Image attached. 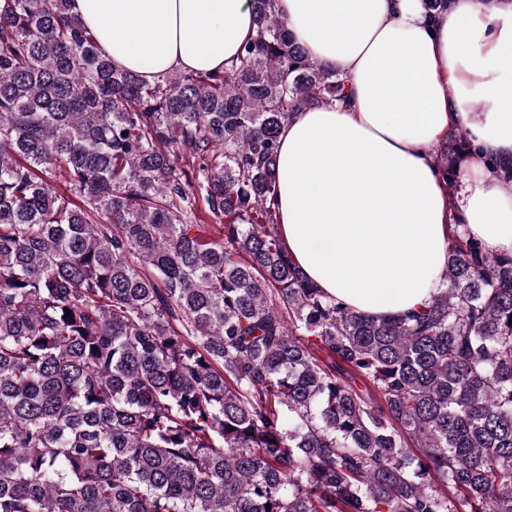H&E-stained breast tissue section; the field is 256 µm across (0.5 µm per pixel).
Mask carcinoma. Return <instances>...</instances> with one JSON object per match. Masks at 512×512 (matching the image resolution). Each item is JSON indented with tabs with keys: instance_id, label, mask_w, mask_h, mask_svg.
I'll return each instance as SVG.
<instances>
[{
	"instance_id": "carcinoma-1",
	"label": "carcinoma",
	"mask_w": 512,
	"mask_h": 512,
	"mask_svg": "<svg viewBox=\"0 0 512 512\" xmlns=\"http://www.w3.org/2000/svg\"><path fill=\"white\" fill-rule=\"evenodd\" d=\"M253 12L146 82L71 0H0V512H512V254L451 225L411 315L306 280L278 135L349 90ZM476 150L433 148L453 204Z\"/></svg>"
}]
</instances>
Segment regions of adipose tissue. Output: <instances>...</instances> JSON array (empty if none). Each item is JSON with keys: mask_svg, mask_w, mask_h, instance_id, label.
<instances>
[{"mask_svg": "<svg viewBox=\"0 0 512 512\" xmlns=\"http://www.w3.org/2000/svg\"><path fill=\"white\" fill-rule=\"evenodd\" d=\"M297 43L346 77L349 105L298 113L279 135L278 212L294 263L328 296L384 316L445 289L448 226L512 253V7L455 0H278ZM100 51L150 81L216 71L254 30L251 0H74ZM459 129L477 147L448 195L433 146Z\"/></svg>", "mask_w": 512, "mask_h": 512, "instance_id": "ef3b65f1", "label": "adipose tissue"}]
</instances>
